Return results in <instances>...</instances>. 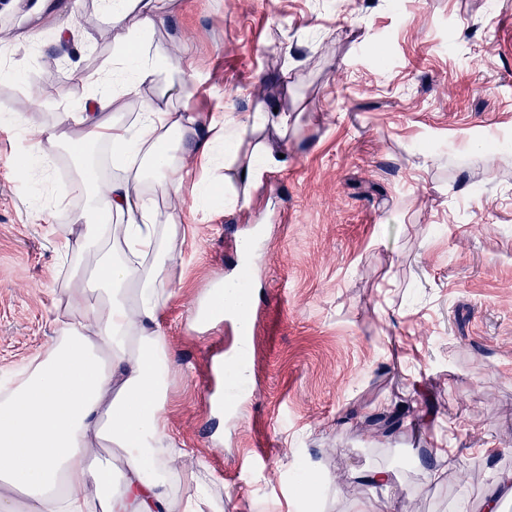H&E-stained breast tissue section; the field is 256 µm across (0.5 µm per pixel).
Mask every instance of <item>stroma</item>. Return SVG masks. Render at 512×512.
Masks as SVG:
<instances>
[{
  "label": "stroma",
  "mask_w": 512,
  "mask_h": 512,
  "mask_svg": "<svg viewBox=\"0 0 512 512\" xmlns=\"http://www.w3.org/2000/svg\"><path fill=\"white\" fill-rule=\"evenodd\" d=\"M0 0V380L56 336L58 289L76 269L56 233L82 206L63 195L77 161L60 147L47 181L15 161L58 113L79 114L77 74L112 55L97 0ZM198 112L232 119L258 103L291 115L288 162L248 209L197 216L178 241L164 328L173 362L171 435L188 477H212L223 512H457L512 471V0H173ZM258 239L247 271L258 316L243 362L249 392L211 397L234 322L190 317L237 274L238 237ZM412 418L372 436L397 405ZM453 455L435 456L437 439ZM392 472L371 487L372 468Z\"/></svg>",
  "instance_id": "obj_1"
}]
</instances>
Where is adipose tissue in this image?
I'll list each match as a JSON object with an SVG mask.
<instances>
[{
  "mask_svg": "<svg viewBox=\"0 0 512 512\" xmlns=\"http://www.w3.org/2000/svg\"><path fill=\"white\" fill-rule=\"evenodd\" d=\"M112 26V61L82 76L91 89L81 136L84 157L106 147L105 166H83L69 192L82 208L58 237L65 256L93 262L95 279L61 285L65 323L46 352L0 386V512H214V483L197 479L182 498L170 463L177 448L166 413L170 347L163 328L174 296L169 271L183 225L160 201L190 199L191 214L248 208L266 174L283 168L279 144L290 116L258 105L245 119L194 112L183 59L162 36L170 0H99ZM138 110L125 119L122 109ZM40 129L15 168L32 178L64 140ZM258 137L247 160L239 149ZM190 150L191 178L177 154Z\"/></svg>",
  "mask_w": 512,
  "mask_h": 512,
  "instance_id": "obj_1",
  "label": "adipose tissue"
}]
</instances>
